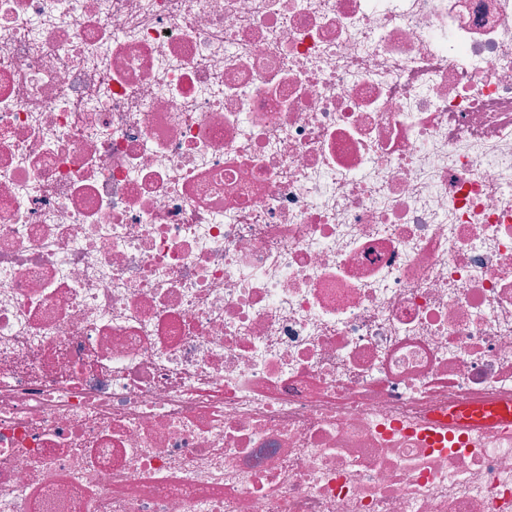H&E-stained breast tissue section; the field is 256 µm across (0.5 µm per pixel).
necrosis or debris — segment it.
<instances>
[{
  "mask_svg": "<svg viewBox=\"0 0 512 512\" xmlns=\"http://www.w3.org/2000/svg\"><path fill=\"white\" fill-rule=\"evenodd\" d=\"M512 0H0V512H512ZM448 422H462L472 426H481L490 422L511 425L512 409L510 406L503 405L484 409H459L448 412Z\"/></svg>",
  "mask_w": 512,
  "mask_h": 512,
  "instance_id": "1",
  "label": "necrosis or debris"
}]
</instances>
